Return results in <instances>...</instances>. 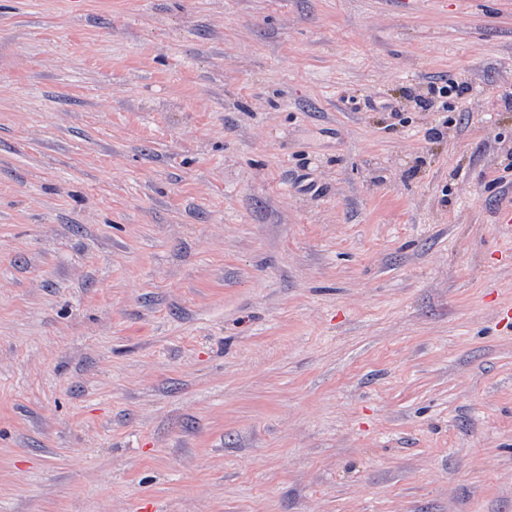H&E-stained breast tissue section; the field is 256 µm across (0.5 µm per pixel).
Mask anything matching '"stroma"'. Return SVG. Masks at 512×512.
<instances>
[{
    "label": "stroma",
    "mask_w": 512,
    "mask_h": 512,
    "mask_svg": "<svg viewBox=\"0 0 512 512\" xmlns=\"http://www.w3.org/2000/svg\"><path fill=\"white\" fill-rule=\"evenodd\" d=\"M507 91L512 0H0V512H512Z\"/></svg>",
    "instance_id": "stroma-1"
}]
</instances>
